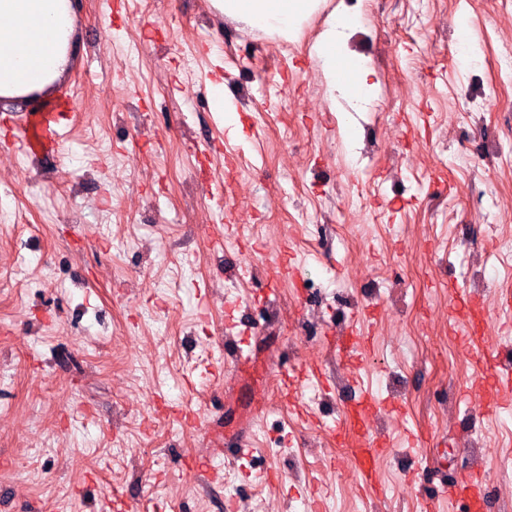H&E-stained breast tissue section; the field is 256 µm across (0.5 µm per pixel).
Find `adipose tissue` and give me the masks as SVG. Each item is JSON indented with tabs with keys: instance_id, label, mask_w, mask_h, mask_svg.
Returning <instances> with one entry per match:
<instances>
[{
	"instance_id": "adipose-tissue-1",
	"label": "adipose tissue",
	"mask_w": 512,
	"mask_h": 512,
	"mask_svg": "<svg viewBox=\"0 0 512 512\" xmlns=\"http://www.w3.org/2000/svg\"><path fill=\"white\" fill-rule=\"evenodd\" d=\"M319 0H212L221 14L254 28L289 36ZM351 24L337 15L322 33L319 57L330 87L366 98L371 86L366 65L339 50ZM74 29L70 0H0V97L23 96L48 88L62 74Z\"/></svg>"
}]
</instances>
